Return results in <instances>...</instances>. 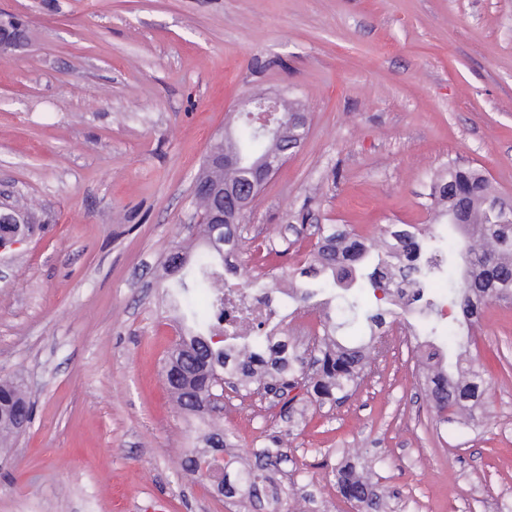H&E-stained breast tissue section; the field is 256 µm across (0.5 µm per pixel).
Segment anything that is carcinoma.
<instances>
[{
  "instance_id": "carcinoma-1",
  "label": "carcinoma",
  "mask_w": 512,
  "mask_h": 512,
  "mask_svg": "<svg viewBox=\"0 0 512 512\" xmlns=\"http://www.w3.org/2000/svg\"><path fill=\"white\" fill-rule=\"evenodd\" d=\"M282 137L261 138L249 123L236 132L231 130L217 138L209 151L213 162L203 161L197 175L212 185L241 184L250 177V166L226 169L219 156L236 151L245 158L277 157L280 144L304 131L297 121V103L286 100ZM433 223L419 230L413 225L394 233L396 243L387 244L380 236L365 238L336 224H318L311 249L294 253L303 256L302 265L289 281L294 284L295 298L309 302L315 291L309 280L321 276V289L344 283L368 290L376 306L362 308L356 299H345L342 306L363 316L369 326L384 321L381 304L389 301L394 289L412 290L423 302L420 316L426 336L440 339L453 348V325H444L437 310L443 303L459 310L463 322L472 327L479 321L482 305L512 304V207L497 212L492 202L501 199L483 172L452 162L436 175L431 185ZM196 243L176 242L166 258L165 274L174 285L171 297L180 312L184 336L168 355L162 376L177 408L198 419L203 425L204 449L193 450L185 460L187 469L202 481L206 474L199 467L202 457L214 459L232 447V435L224 432L213 418L209 404L219 382L233 385L243 397L258 394L261 386L274 385L298 391L319 404L337 403L349 396L364 377V370L374 361L387 340L370 334L368 340L352 345L337 333L344 323L328 310L319 316L318 330L308 336L306 347L299 351L288 343L266 341L253 349L224 347L213 337L224 332V289L235 283L224 277V250L239 248L245 239L243 224H197ZM28 224H1L0 240L25 237ZM448 246V291L442 297L426 294L437 266L424 258L434 244ZM207 296V308H197V294ZM437 361L428 371L426 381L430 402L437 422L454 423L464 411L474 407L483 394L481 374L474 365L447 368L446 353L434 352ZM0 447H9L17 434L18 422L31 419V405L22 383L14 378H0ZM291 431L270 437L264 447L254 451V462L233 456L224 465V497L247 498L257 509L277 504L287 494L274 477L287 454L284 438ZM336 489L343 498L362 512H386L383 497L375 494L366 477L353 469L335 474Z\"/></svg>"
}]
</instances>
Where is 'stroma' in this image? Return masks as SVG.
Wrapping results in <instances>:
<instances>
[{
	"instance_id": "obj_1",
	"label": "stroma",
	"mask_w": 512,
	"mask_h": 512,
	"mask_svg": "<svg viewBox=\"0 0 512 512\" xmlns=\"http://www.w3.org/2000/svg\"><path fill=\"white\" fill-rule=\"evenodd\" d=\"M27 43L0 55V191L35 232L0 253V377L27 431L0 448V512H254L180 462L200 444L161 368L178 338L164 261L192 232L194 179L245 97L281 93L307 135L246 214L242 250L302 215L363 235L430 223L433 175L482 168L512 198V0H0ZM418 318L340 406L289 428L235 397L251 459L289 430L280 512H355L333 471L367 468L392 512H512V306L458 346L487 381L438 424L415 368Z\"/></svg>"
}]
</instances>
